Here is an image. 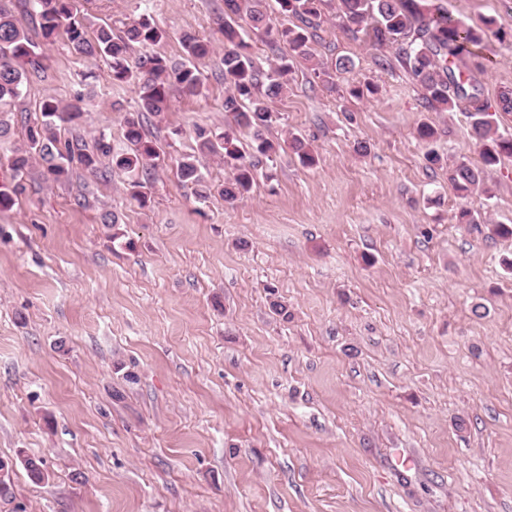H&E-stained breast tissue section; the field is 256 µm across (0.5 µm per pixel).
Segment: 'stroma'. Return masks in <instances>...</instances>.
Segmentation results:
<instances>
[{
	"label": "stroma",
	"mask_w": 512,
	"mask_h": 512,
	"mask_svg": "<svg viewBox=\"0 0 512 512\" xmlns=\"http://www.w3.org/2000/svg\"><path fill=\"white\" fill-rule=\"evenodd\" d=\"M75 2L115 29L149 13L170 57L196 32L214 47L207 72L221 66L224 0ZM439 3L512 31V0ZM310 48L354 67L327 82L298 66L268 137L305 138L317 167L282 152L243 202L199 203L177 160L195 126L229 121L210 78L148 125L147 207L123 173L105 183L76 167L50 183L36 167L0 210V512H512V238L491 231L512 224V158L490 194L458 196L449 171L482 163L466 114L426 110L336 0ZM41 51L46 70L13 113L76 102L66 135L124 147L134 87L64 38ZM482 54L491 65L473 79L492 100L512 89V41L488 37ZM368 83L375 93L351 95ZM463 209L475 224L458 223ZM26 455L47 482L30 481Z\"/></svg>",
	"instance_id": "stroma-1"
}]
</instances>
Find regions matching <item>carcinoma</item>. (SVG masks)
Listing matches in <instances>:
<instances>
[{
  "label": "carcinoma",
  "mask_w": 512,
  "mask_h": 512,
  "mask_svg": "<svg viewBox=\"0 0 512 512\" xmlns=\"http://www.w3.org/2000/svg\"><path fill=\"white\" fill-rule=\"evenodd\" d=\"M323 0H277L280 10L300 20L293 27H274L269 21L265 0H224L223 69L220 79L228 85L224 95V112L233 118L235 128L220 130L198 126L195 128V146L178 160L179 178L196 187L197 196L205 200L214 187L201 171V158L211 156L231 168L232 177L219 190L224 202L233 204L248 197L255 174L263 160L277 154L280 145L265 137V132L278 119L269 106V100L288 92L294 64L303 62L319 74L324 63L315 59L309 42L313 30L322 23ZM339 17L353 36L363 35L378 48L392 50L395 60L416 79L423 89L425 105L435 112L458 108L468 114L472 136L483 144L482 166L460 163L454 167L448 180L461 194L487 193V175L503 156H512V135L498 132L494 113L512 112V99L499 93L500 101L491 104L481 89L459 64L470 60L475 69H483L478 53L484 36L504 37L493 29L494 20L476 30L443 10L436 0H338ZM32 12L38 21L41 37L52 42L57 37L66 39L72 50L84 60H104L114 83H130L138 92L139 105L124 118V138L127 148L114 151L108 137L100 135L94 149L87 148L83 139L63 138L59 127L71 123L80 114L74 104L63 103L53 96L39 104V115L25 116L23 143L14 150L12 167L21 176L34 166L43 169L47 181L66 179L77 165L93 176L108 178L102 169L103 159L108 167L127 174V190L132 200L146 206L145 192L151 171L156 168V146L143 131L141 114H164L170 93L178 88L195 94L203 85L205 76L201 65L211 52V45L196 34L185 31L178 37L181 45L179 58L151 52V48L168 38L152 18L144 13L116 34L108 25L94 26L88 19L73 13L72 0H31ZM259 30L274 42L288 45V55L277 59L274 66L264 71L250 53V44L244 39V29L238 19ZM43 70L39 45L18 24L4 3H0V107L21 97L28 71ZM288 148L300 163L313 167L318 157L305 139L293 136ZM26 186L17 181L9 192L0 191V210L14 205L15 198ZM22 464L35 483L49 479L41 458L26 455Z\"/></svg>",
  "instance_id": "obj_1"
}]
</instances>
